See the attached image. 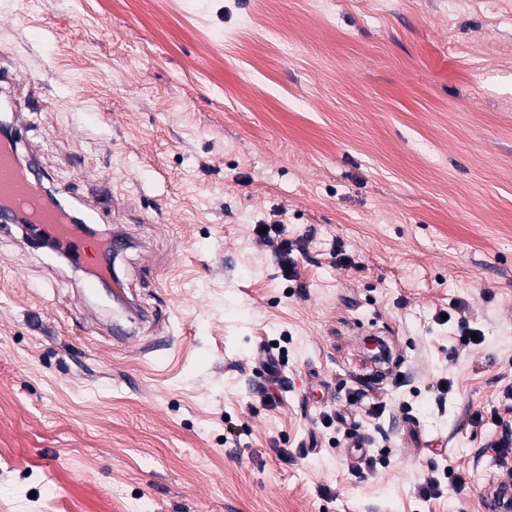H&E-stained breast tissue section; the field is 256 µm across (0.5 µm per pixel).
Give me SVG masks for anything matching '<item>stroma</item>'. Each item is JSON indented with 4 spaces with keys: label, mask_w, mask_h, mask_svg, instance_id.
Listing matches in <instances>:
<instances>
[{
    "label": "stroma",
    "mask_w": 512,
    "mask_h": 512,
    "mask_svg": "<svg viewBox=\"0 0 512 512\" xmlns=\"http://www.w3.org/2000/svg\"><path fill=\"white\" fill-rule=\"evenodd\" d=\"M254 2L0 0V112L128 241L109 308L0 223V512H480L512 387V0ZM372 334L377 418L348 399ZM449 463L464 490L420 500ZM281 220H275L272 224H259L257 234L270 244H275L280 253L288 255L292 251V243L288 239H278L284 232V225ZM261 228H265L266 232H261ZM273 234V235H272Z\"/></svg>",
    "instance_id": "obj_1"
}]
</instances>
